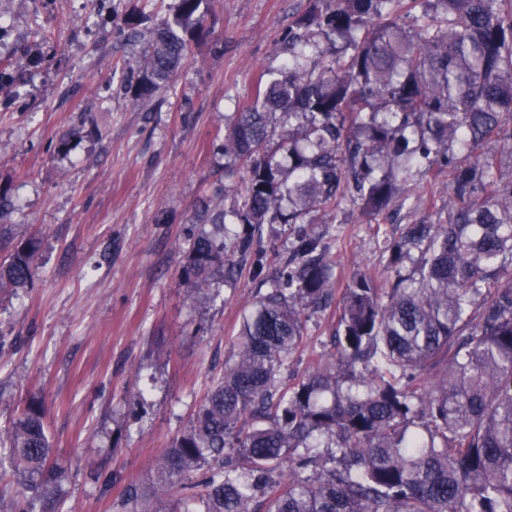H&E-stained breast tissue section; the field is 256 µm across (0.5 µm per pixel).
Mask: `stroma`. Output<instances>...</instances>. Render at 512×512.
<instances>
[{"label":"stroma","instance_id":"35a3bbf8","mask_svg":"<svg viewBox=\"0 0 512 512\" xmlns=\"http://www.w3.org/2000/svg\"><path fill=\"white\" fill-rule=\"evenodd\" d=\"M171 2L0 0V190L14 239L40 240L32 282L0 289V431L42 405L69 472L64 512H117L129 489L149 491L294 241L293 225H264L262 274L248 260L235 278L216 272L208 301L183 282L200 197L241 186L217 132L259 74L283 64V36L312 0H214L212 33L173 87L134 102L122 69L148 38H130L124 15L135 3L156 21ZM76 124L81 138L59 149ZM413 218L404 209L378 228L397 237ZM378 228L352 201L308 225L335 262L334 296L358 272L387 277ZM337 320L333 305L309 319L287 378L304 374Z\"/></svg>","mask_w":512,"mask_h":512}]
</instances>
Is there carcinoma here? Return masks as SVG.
I'll list each match as a JSON object with an SVG mask.
<instances>
[{"mask_svg":"<svg viewBox=\"0 0 512 512\" xmlns=\"http://www.w3.org/2000/svg\"><path fill=\"white\" fill-rule=\"evenodd\" d=\"M211 0H173L145 53L123 70L146 102L209 31ZM286 35L288 60L261 76L220 150L244 179L207 203L183 280L204 301L258 251L265 224H313L351 197L380 223L412 170L448 173V202L406 197L436 220L378 241L393 275L359 273L342 294L332 350L286 382L333 262L302 233L239 331L192 425L155 463L149 493L121 512H512V0H314ZM346 48L308 65L320 41ZM13 204L0 191V240ZM40 239L0 262V288L28 284ZM411 261V268L403 264ZM18 490L4 512H59L67 469L42 408L0 433Z\"/></svg>","mask_w":512,"mask_h":512,"instance_id":"obj_1","label":"carcinoma"}]
</instances>
